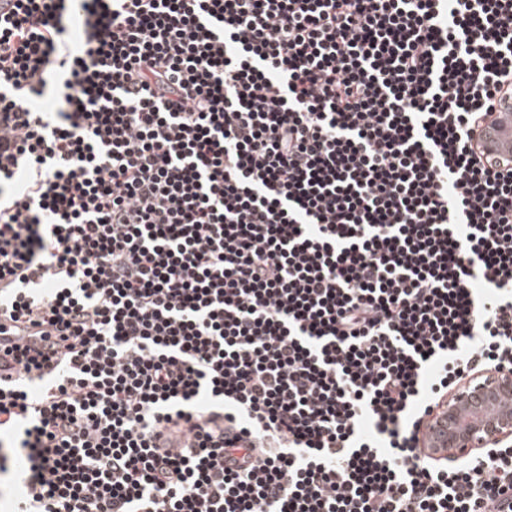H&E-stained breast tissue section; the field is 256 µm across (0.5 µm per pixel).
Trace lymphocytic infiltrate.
<instances>
[{
  "label": "lymphocytic infiltrate",
  "mask_w": 512,
  "mask_h": 512,
  "mask_svg": "<svg viewBox=\"0 0 512 512\" xmlns=\"http://www.w3.org/2000/svg\"><path fill=\"white\" fill-rule=\"evenodd\" d=\"M506 97L512 0H0V512H512ZM491 121L488 122L482 137L483 149L490 153L491 157L510 155L512 152V99L498 102ZM489 378L474 384H466L456 396V406L448 407L440 417H448L446 427L447 441L439 448H448V456H462L477 448L497 446L512 437V413L478 421L481 417H489L504 412H512V371L502 370L487 374ZM499 402V403H498ZM498 403V404H496ZM495 404V405H493ZM492 405V406H489ZM489 406L477 412L463 411L458 416L459 428L452 426L457 409L475 410Z\"/></svg>",
  "instance_id": "1"
}]
</instances>
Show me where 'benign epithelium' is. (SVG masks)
Here are the masks:
<instances>
[{
  "label": "benign epithelium",
  "instance_id": "benign-epithelium-1",
  "mask_svg": "<svg viewBox=\"0 0 512 512\" xmlns=\"http://www.w3.org/2000/svg\"><path fill=\"white\" fill-rule=\"evenodd\" d=\"M512 396V371L502 370L489 374L485 381L474 385L466 384L456 396V406L448 408L443 415L448 417L447 441L442 447L448 455L462 456L477 448L497 446L512 437V414L480 420L472 426H453L455 412L462 409L475 410L498 403L506 396Z\"/></svg>",
  "mask_w": 512,
  "mask_h": 512
}]
</instances>
